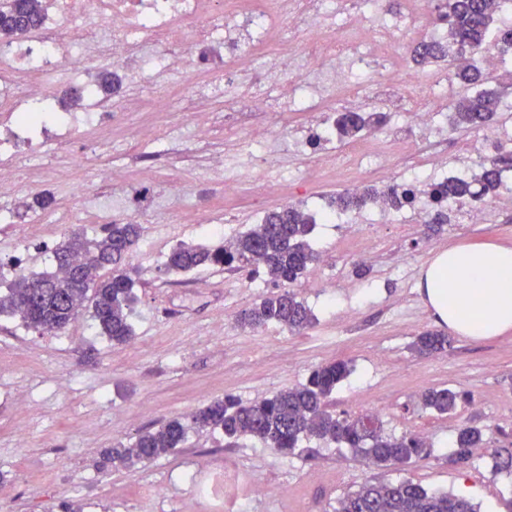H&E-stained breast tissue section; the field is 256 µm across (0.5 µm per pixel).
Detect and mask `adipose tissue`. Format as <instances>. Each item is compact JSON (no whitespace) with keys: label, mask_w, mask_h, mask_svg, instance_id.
Returning <instances> with one entry per match:
<instances>
[{"label":"adipose tissue","mask_w":512,"mask_h":512,"mask_svg":"<svg viewBox=\"0 0 512 512\" xmlns=\"http://www.w3.org/2000/svg\"><path fill=\"white\" fill-rule=\"evenodd\" d=\"M419 288L439 324L462 336L512 330V248L496 243L437 252Z\"/></svg>","instance_id":"obj_1"}]
</instances>
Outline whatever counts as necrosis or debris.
I'll return each instance as SVG.
<instances>
[{
    "label": "necrosis or debris",
    "instance_id": "4bbe7bcc",
    "mask_svg": "<svg viewBox=\"0 0 512 512\" xmlns=\"http://www.w3.org/2000/svg\"><path fill=\"white\" fill-rule=\"evenodd\" d=\"M46 0L42 23L10 47L0 48V222H11L21 195L22 161H37L41 151L68 142L87 130H100L136 112L177 110L190 115L227 84L246 87L245 105L254 112L320 111L321 83L343 80L346 68L362 72L363 82L349 85L334 106L349 109L362 95L381 100L388 111L407 115L393 132L409 141L412 133L434 126L439 105L450 85L441 79L426 86L415 72L377 74L371 57L391 50L399 31L416 41L440 39L435 0H411L401 17H388L383 0H371L369 13L345 12L341 33L327 25L326 0ZM116 66L134 78L138 89L117 99L86 94L63 125H52L38 150L20 154L19 143L31 131L22 113L48 100L61 75L87 80L94 67ZM181 73L186 82L173 92L167 75ZM152 89L143 98L140 89ZM256 159L237 168L228 185L238 208L255 219L266 213L268 199L279 193L284 179L271 171L281 152L274 135L250 138ZM383 154L377 144L356 140L325 148L316 169L344 165L359 172L350 185L362 189L363 174L375 169ZM155 167L142 171V181L126 188L112 181L95 209L99 223L114 222L118 212L152 209Z\"/></svg>",
    "mask_w": 512,
    "mask_h": 512
}]
</instances>
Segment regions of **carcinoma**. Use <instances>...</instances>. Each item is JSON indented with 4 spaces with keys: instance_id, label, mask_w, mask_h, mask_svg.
I'll return each instance as SVG.
<instances>
[{
    "instance_id": "obj_1",
    "label": "carcinoma",
    "mask_w": 512,
    "mask_h": 512,
    "mask_svg": "<svg viewBox=\"0 0 512 512\" xmlns=\"http://www.w3.org/2000/svg\"><path fill=\"white\" fill-rule=\"evenodd\" d=\"M501 0H443L439 19L448 25L444 38L424 43L412 56L417 66L441 61L453 71L452 81L461 92L449 106L448 120L453 128L474 129L492 122L501 105V93L493 89H470L486 77L476 63L454 65L464 51L481 54L498 30L501 50H512V26L496 28L494 23ZM42 18L40 0H0V38L21 36L37 27ZM333 129L341 140L355 139L365 131L378 129L385 121L381 112H337ZM502 169L498 162L478 165L469 177L433 182L425 196L430 206L443 216L448 201L478 202L499 189ZM420 192L414 186L369 187L354 194L339 192L329 206L341 211L360 209L379 197L396 209L412 206ZM315 218L293 205L269 211L260 224L214 246L180 242L168 253L166 273L197 272L215 265H230L251 275L262 272L277 292L266 294L243 311L239 323L258 330L271 323L291 331L309 327L313 320L305 301L289 290L316 260L310 243ZM142 225L105 224L90 236L84 230L67 236L54 251L57 270L35 275L15 276L5 292H0V316L17 317L29 328L55 334L81 316L85 302L91 303V319L96 332L112 342L126 343L133 338L132 315L136 297L135 279L121 266L123 257L138 243ZM450 346L447 335L427 330L413 344L420 355L444 352ZM350 374L344 361L319 365L305 382L259 401L243 403L232 397L217 398L188 417H175L145 430L127 445L118 443L102 453V466L128 469L153 462L183 447L190 432L219 430L228 445L242 437L260 441L265 447L292 454L303 440H325L351 449L369 465L385 469L404 466L423 458L425 442L416 435L396 437L385 432L383 421L373 413L351 416L329 410L330 397ZM460 394L450 388L424 391L420 404L440 414L457 407ZM484 445L482 431L462 426L455 437V452L449 463L465 465L473 450ZM494 469L512 470V447L492 449ZM334 512H477L469 499L448 492L429 491L410 479L362 484L337 501Z\"/></svg>"
}]
</instances>
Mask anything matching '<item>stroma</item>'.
<instances>
[{
    "label": "stroma",
    "instance_id": "stroma-1",
    "mask_svg": "<svg viewBox=\"0 0 512 512\" xmlns=\"http://www.w3.org/2000/svg\"><path fill=\"white\" fill-rule=\"evenodd\" d=\"M241 96L235 89L209 103L226 119L204 138L191 136L182 112L159 117L165 127L188 131L179 142L120 154L94 144L92 135L81 136L90 150L83 168L60 159L42 180L23 184L25 201L44 192L54 197L39 223L22 210L12 223H0L1 266L18 261L30 272H50L53 251L66 234L99 230L85 203L104 191L109 177L137 183L141 166L158 152L166 172L188 177L185 195L173 196L168 209L138 217L142 236L125 260L136 273L132 342L118 345L95 335L86 314L66 328L69 341L62 347L53 335L0 318V512H225V497L253 483L282 491L253 499L249 512H332L339 498L366 481L406 478L467 497L480 512H512V474L494 471L491 458L493 448L512 443V331L492 338L456 334L447 352L430 357L412 349L421 332L437 326L418 289L422 269L437 251L454 245L512 246V207L491 209L482 224L462 223L464 207L455 203L441 224L433 223L429 207L402 221L373 223L366 207L353 212L349 224L317 223L311 236L317 266L293 286L309 305L313 325L298 333L275 324L241 328V312L272 289L264 276L226 267L161 271L176 243H209L202 223L224 213L220 188L201 177L212 158L223 156L225 172H232L247 159L238 142L268 123L275 135L297 143L276 168L288 185L271 207L291 203L316 216L330 195L349 186L345 172L322 170L309 182L296 178V170L321 151L305 140L308 113L285 112L273 120L261 112L226 113V99ZM481 138L478 129L452 130L447 115H440L434 128L385 160L371 182L380 188L406 184L425 176L435 156L466 169L480 158L512 154V144L467 152V144ZM59 210L70 212V223H52ZM361 236L369 237L374 251L364 265L353 253ZM360 266L365 276H356ZM336 360L349 361L352 372L336 389L334 411L356 416L374 409L387 433L427 434L426 456L381 471L334 444L316 442L311 453L285 456L250 438L230 447L220 432L202 430L150 464L119 470L97 465L103 449L130 443L168 418L224 396L245 403L270 396ZM430 387L454 389L465 399L449 414L423 409L418 397ZM19 394L29 410L13 404ZM463 424L481 429L486 445L456 467L448 458ZM19 426L27 432L21 444L14 437ZM158 483L166 487L164 498L148 496Z\"/></svg>",
    "mask_w": 512,
    "mask_h": 512
}]
</instances>
